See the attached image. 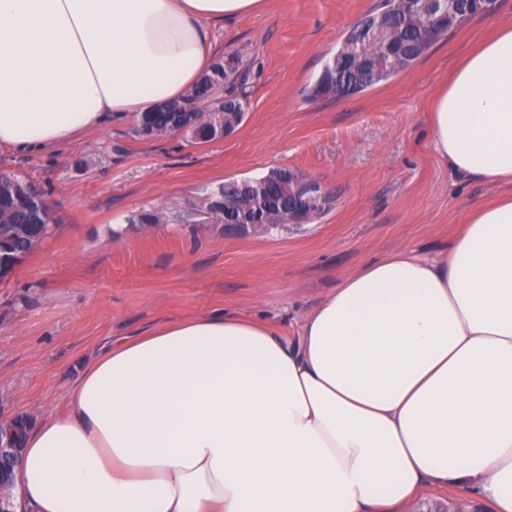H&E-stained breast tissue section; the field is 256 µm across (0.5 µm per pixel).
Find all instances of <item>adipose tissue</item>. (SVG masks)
Here are the masks:
<instances>
[{"label": "adipose tissue", "instance_id": "adipose-tissue-1", "mask_svg": "<svg viewBox=\"0 0 512 512\" xmlns=\"http://www.w3.org/2000/svg\"><path fill=\"white\" fill-rule=\"evenodd\" d=\"M262 0H0V156L180 100ZM456 172L512 182V24L431 113ZM15 512H394L424 484L512 512V196L449 252L341 277L286 339L212 313L114 344L29 431Z\"/></svg>", "mask_w": 512, "mask_h": 512}]
</instances>
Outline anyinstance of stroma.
Here are the masks:
<instances>
[{"label": "stroma", "instance_id": "stroma-1", "mask_svg": "<svg viewBox=\"0 0 512 512\" xmlns=\"http://www.w3.org/2000/svg\"><path fill=\"white\" fill-rule=\"evenodd\" d=\"M376 0H264L218 27V55L247 64L248 107L233 136L190 144L135 139L131 118L53 152L0 160L54 204V234L0 281V421L64 409L81 370L105 346L162 322L224 310L295 335L342 275L398 248L448 251L469 214L512 184L452 172L430 133L432 105L455 64L512 0L431 47L363 93L313 100L309 90ZM87 165L76 168V160ZM297 169L334 187L318 223L261 237L212 225L127 223L174 209L232 178ZM399 512H492L483 498L432 484Z\"/></svg>", "mask_w": 512, "mask_h": 512}]
</instances>
